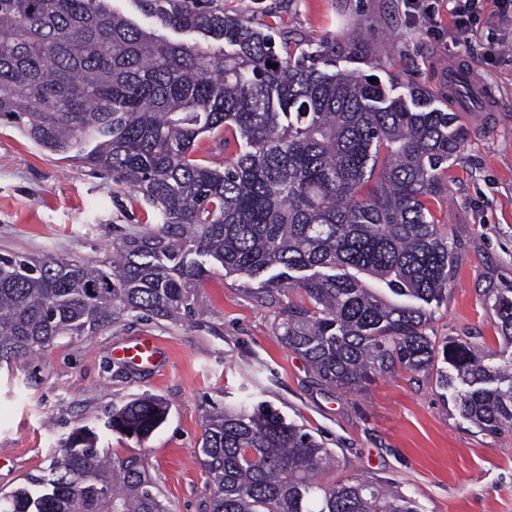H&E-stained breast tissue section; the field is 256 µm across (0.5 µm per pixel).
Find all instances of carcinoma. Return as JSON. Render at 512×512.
<instances>
[{"label":"carcinoma","mask_w":512,"mask_h":512,"mask_svg":"<svg viewBox=\"0 0 512 512\" xmlns=\"http://www.w3.org/2000/svg\"><path fill=\"white\" fill-rule=\"evenodd\" d=\"M142 10L222 46L148 33L106 0H0V118L54 154L72 151L141 194L159 223L105 261L0 255V367L125 314L189 319L195 291L224 271L280 302L276 331L325 385L436 369L441 396L494 434L512 425V288L486 296L503 345L481 354L429 334L453 243L426 200L465 137L429 92L329 69L303 49L202 0ZM274 67H268V64ZM226 133L224 167L196 158ZM169 405L142 394L106 426L146 441ZM200 465L210 512H420L380 479L325 482L336 456L266 401L209 404ZM93 427L59 440L49 474L0 496V512H172L137 455L98 446Z\"/></svg>","instance_id":"obj_1"}]
</instances>
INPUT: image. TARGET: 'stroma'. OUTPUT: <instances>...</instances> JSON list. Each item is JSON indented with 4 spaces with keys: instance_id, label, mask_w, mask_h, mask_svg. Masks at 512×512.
Listing matches in <instances>:
<instances>
[{
    "instance_id": "35a3bbf8",
    "label": "stroma",
    "mask_w": 512,
    "mask_h": 512,
    "mask_svg": "<svg viewBox=\"0 0 512 512\" xmlns=\"http://www.w3.org/2000/svg\"><path fill=\"white\" fill-rule=\"evenodd\" d=\"M423 20L406 0H217L303 46L334 52L336 66L395 84L427 88L453 107L465 130L447 172L448 194L430 200L436 224L456 244L448 298L436 307L438 338L470 335L483 351L502 339L485 291L512 286V23L495 0H480L476 31H457L451 0H431ZM109 6L165 39L217 48L146 14L138 0ZM456 62L487 85L489 103L449 101ZM158 215L110 175L47 152L13 124L0 123V254L106 258ZM249 283L218 276L199 288L203 314L185 321L126 315L88 336L56 341L12 370L0 369V492L46 474L56 440L78 424L97 427L100 445L143 457L174 512H209L210 490L197 456L210 402L269 401L304 425L338 460L329 480L382 478L414 498L420 512H512V428L490 435L464 421L426 373L374 377L361 390L321 385L275 329L277 304L257 301ZM142 337L158 341L161 366L114 352ZM170 405L167 422L137 443L103 429L101 418L134 394Z\"/></svg>"
}]
</instances>
